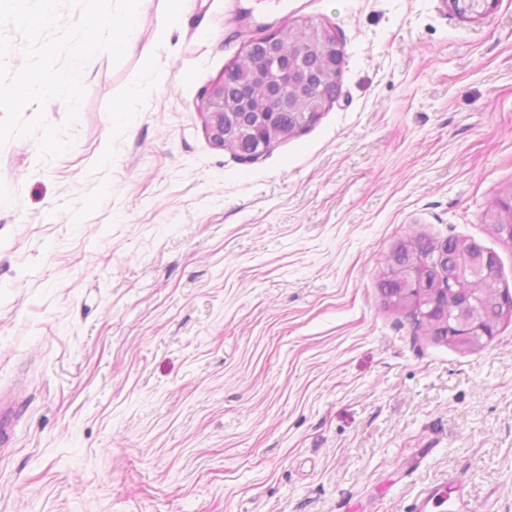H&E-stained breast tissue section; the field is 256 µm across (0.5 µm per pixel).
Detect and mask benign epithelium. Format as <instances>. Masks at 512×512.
<instances>
[{
  "label": "benign epithelium",
  "mask_w": 512,
  "mask_h": 512,
  "mask_svg": "<svg viewBox=\"0 0 512 512\" xmlns=\"http://www.w3.org/2000/svg\"><path fill=\"white\" fill-rule=\"evenodd\" d=\"M496 0H449L453 11L461 16L468 13L478 16L484 15L488 10V2ZM293 25H281L269 31L252 37L245 42L241 56L249 57L256 51H263L264 59L260 77L266 81L270 88L268 100L260 103L257 108L260 123L234 124L227 126L224 116L228 115L227 94L229 90L240 83L238 63H233L224 70V75L203 94L200 110L205 115V128L212 143L217 147H224L233 139H249L251 146L248 149H238L236 156L245 163L259 160L271 149L276 141V124L278 117L285 110L294 112L301 124H306L316 117V113L297 111L296 99L291 95L295 90L299 94L315 87L322 82L323 75L316 69L306 66L284 64L286 59L303 61L312 56L314 47L303 41L288 39ZM325 56L330 61L333 74L341 72L344 64L342 49L331 40L325 50ZM472 267L476 274L484 276L496 268L495 258L477 243H472ZM434 268L439 275L436 287L425 291L426 300L432 303L431 309L443 311V322L447 335L459 340L476 339L487 335L482 322L470 315L475 307L478 297L476 289L456 287V291H448V281L453 276L448 274V249L439 247L427 256H419L411 251H401L399 258L393 261L390 279L399 285L403 291L411 292L418 287L419 279L427 269Z\"/></svg>",
  "instance_id": "1"
}]
</instances>
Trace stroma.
Returning a JSON list of instances; mask_svg holds the SVG:
<instances>
[{
  "mask_svg": "<svg viewBox=\"0 0 512 512\" xmlns=\"http://www.w3.org/2000/svg\"><path fill=\"white\" fill-rule=\"evenodd\" d=\"M342 44L341 92L244 163L198 105L236 21ZM84 68L64 154L0 148V512H512V319L480 350L389 308L377 262L512 197V0H189ZM150 54H142V47ZM129 105L131 123L113 110ZM448 489L450 494L448 495ZM455 493V499H460L459 489L455 484L436 485L424 490L416 500L412 512H434L440 508Z\"/></svg>",
  "mask_w": 512,
  "mask_h": 512,
  "instance_id": "stroma-1",
  "label": "stroma"
}]
</instances>
